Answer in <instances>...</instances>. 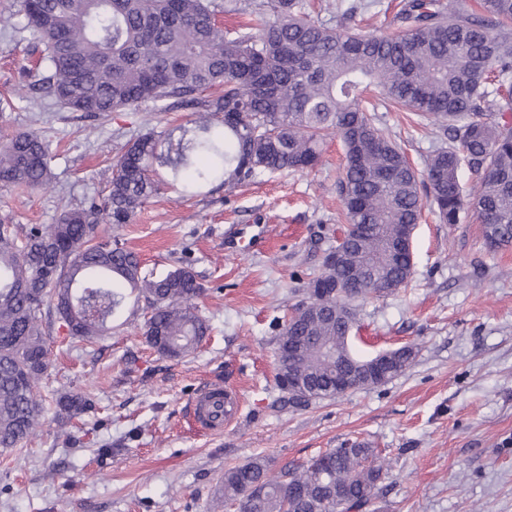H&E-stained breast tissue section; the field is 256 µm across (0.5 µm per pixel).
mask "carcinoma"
Wrapping results in <instances>:
<instances>
[{
	"label": "carcinoma",
	"instance_id": "cac0c4a2",
	"mask_svg": "<svg viewBox=\"0 0 512 512\" xmlns=\"http://www.w3.org/2000/svg\"><path fill=\"white\" fill-rule=\"evenodd\" d=\"M238 9V0H22L24 28L43 46L47 72L29 90L71 112L151 103L158 112L189 109L193 122L129 141L101 204L69 208L23 235L0 224L1 453L42 426L36 386L55 323L92 342L133 294L144 301L145 336L159 354L185 358L208 335L191 270L147 271L134 251L98 232L133 221L160 190L158 168L190 188L220 179L232 190L265 173L312 169L325 136L341 141L346 225L277 339V377L304 381L286 390L295 407L337 397L336 378L350 362H370L348 348L352 302L408 284L413 258L399 244L424 206L443 224L472 211L490 250L512 246V0H482L478 11L462 0H403L388 35L358 28L343 0L336 12L345 24L336 28L296 0H263L244 32L215 21ZM381 106L413 113L450 144L414 169L378 123ZM49 160L40 133L18 132L0 142V184L41 185ZM463 168L476 189L462 183ZM336 250L339 267L329 261ZM295 345L303 349L297 359L288 355ZM413 357L409 345L393 350L369 386L403 374ZM55 403L63 420L88 407L71 392ZM384 469L385 458L364 442L276 474L255 459L224 473L220 499L240 512H366Z\"/></svg>",
	"mask_w": 512,
	"mask_h": 512
}]
</instances>
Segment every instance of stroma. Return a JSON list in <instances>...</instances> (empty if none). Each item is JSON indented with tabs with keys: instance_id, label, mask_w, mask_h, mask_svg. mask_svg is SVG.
I'll use <instances>...</instances> for the list:
<instances>
[{
	"instance_id": "35a3bbf8",
	"label": "stroma",
	"mask_w": 512,
	"mask_h": 512,
	"mask_svg": "<svg viewBox=\"0 0 512 512\" xmlns=\"http://www.w3.org/2000/svg\"><path fill=\"white\" fill-rule=\"evenodd\" d=\"M44 72L27 31L0 30V141L35 130L51 148L48 182L0 186V224L25 231L100 202L122 146L189 119L149 104L71 112L29 92ZM379 118L415 169L445 144L404 113ZM343 163L330 137L315 168L229 191L217 181L189 191L161 170L160 194L132 223L101 225L155 272L192 269L211 330L194 354L168 359L147 343L130 298L97 343L52 338L41 394L77 392L92 407L63 427L45 411L36 437L0 455V512H213L225 470L260 457L276 472L355 441L389 462L368 512H512V247L489 251L475 216L448 225L424 211L407 287L353 304V352L412 346L402 375L305 407L276 382L281 325L344 223ZM215 382L239 389L243 411L208 435L188 405Z\"/></svg>"
}]
</instances>
